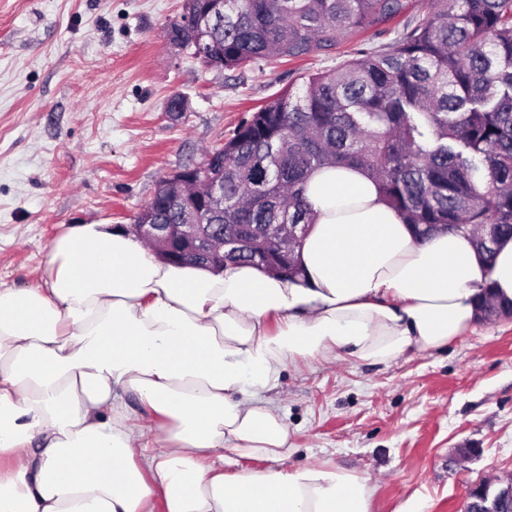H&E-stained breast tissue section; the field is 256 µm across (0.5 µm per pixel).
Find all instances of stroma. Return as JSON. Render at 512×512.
Wrapping results in <instances>:
<instances>
[{"mask_svg":"<svg viewBox=\"0 0 512 512\" xmlns=\"http://www.w3.org/2000/svg\"><path fill=\"white\" fill-rule=\"evenodd\" d=\"M181 4L0 0V283L41 285L68 228L130 227L160 179L203 162L251 108L363 42L206 70L164 40ZM175 93L187 112L168 114ZM264 399L288 428L287 455H233L225 473L330 463L370 477L372 512H458L467 486L512 474V320H477L448 347L388 365L300 360ZM468 445L480 456L453 463Z\"/></svg>","mask_w":512,"mask_h":512,"instance_id":"stroma-1","label":"stroma"}]
</instances>
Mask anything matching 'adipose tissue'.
Here are the masks:
<instances>
[{
	"instance_id": "1",
	"label": "adipose tissue",
	"mask_w": 512,
	"mask_h": 512,
	"mask_svg": "<svg viewBox=\"0 0 512 512\" xmlns=\"http://www.w3.org/2000/svg\"><path fill=\"white\" fill-rule=\"evenodd\" d=\"M305 197L293 281L170 265L83 224L54 240L40 287H0V512H370L354 471L228 475L224 457L283 455L288 429L260 395L287 363L387 364L469 329L485 286L512 301V238L490 264L468 236L415 238L354 168L319 169Z\"/></svg>"
}]
</instances>
